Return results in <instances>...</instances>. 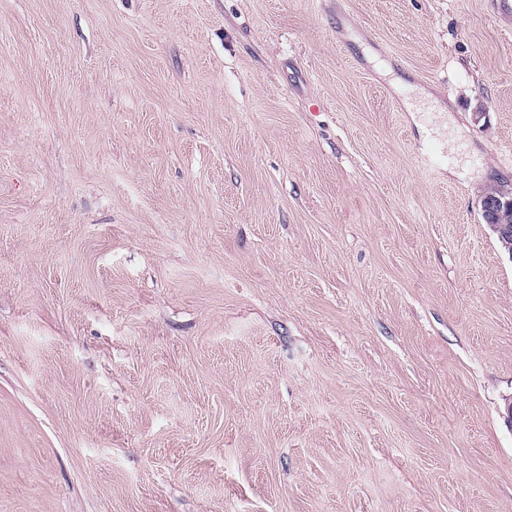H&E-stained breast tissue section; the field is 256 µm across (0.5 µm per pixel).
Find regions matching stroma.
Segmentation results:
<instances>
[{
    "label": "stroma",
    "mask_w": 512,
    "mask_h": 512,
    "mask_svg": "<svg viewBox=\"0 0 512 512\" xmlns=\"http://www.w3.org/2000/svg\"><path fill=\"white\" fill-rule=\"evenodd\" d=\"M495 184V0H0V512H512Z\"/></svg>",
    "instance_id": "obj_1"
}]
</instances>
